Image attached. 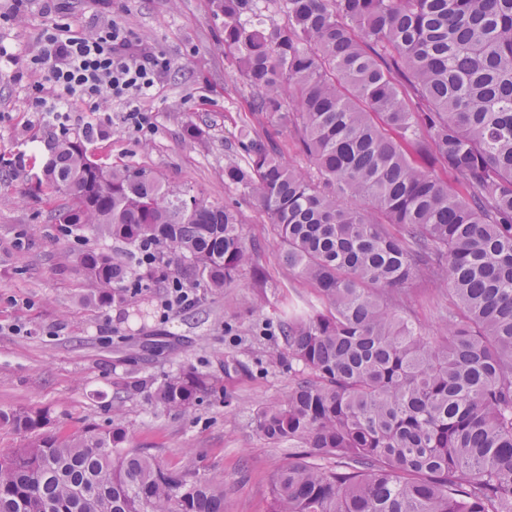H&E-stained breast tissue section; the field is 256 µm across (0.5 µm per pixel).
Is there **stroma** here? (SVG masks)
Segmentation results:
<instances>
[{
    "mask_svg": "<svg viewBox=\"0 0 512 512\" xmlns=\"http://www.w3.org/2000/svg\"><path fill=\"white\" fill-rule=\"evenodd\" d=\"M0 0V48L17 64L0 65V410L49 411L52 430L67 436L120 417L131 444L172 468L224 483V512H267L270 483L288 460L287 446L268 444L255 417L290 389L288 368L276 356L284 341L276 311L292 301L317 303L314 287L283 262L265 215L224 184V158L249 108L224 56V34L209 0ZM73 34L113 26L169 69L144 96L128 92L103 101L111 121L89 141L101 163L142 166L167 185L202 191L215 203H237L246 234L266 270L268 285L243 279L214 292L197 289L196 304L152 321L136 308L162 304L166 289L150 288L122 305L88 302L94 285L66 253L109 251L112 239L95 232L62 237L52 215L64 204L43 169L60 135L31 108L33 85L56 92L30 60L40 54L45 28ZM152 116L143 134L124 116L130 106ZM200 135L190 139L187 127ZM408 315L431 334L448 319V289L414 286ZM220 378L223 389L182 414L154 407L137 381L160 382L183 367Z\"/></svg>",
    "mask_w": 512,
    "mask_h": 512,
    "instance_id": "stroma-1",
    "label": "stroma"
}]
</instances>
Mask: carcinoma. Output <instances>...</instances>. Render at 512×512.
<instances>
[{
  "mask_svg": "<svg viewBox=\"0 0 512 512\" xmlns=\"http://www.w3.org/2000/svg\"><path fill=\"white\" fill-rule=\"evenodd\" d=\"M251 115L224 184L252 201L322 307L279 312L292 386L256 428L292 453L269 512H512V0H209ZM54 144L53 220L122 252L69 258L102 304L157 283L221 291L266 275L237 209ZM455 177L448 182L446 176ZM448 288L438 343L407 316ZM218 380L186 367L153 405L196 409ZM41 409L0 412V512H224V485L173 469L115 418L60 437Z\"/></svg>",
  "mask_w": 512,
  "mask_h": 512,
  "instance_id": "obj_1",
  "label": "carcinoma"
}]
</instances>
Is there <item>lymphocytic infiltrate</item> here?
Returning <instances> with one entry per match:
<instances>
[{
    "instance_id": "1",
    "label": "lymphocytic infiltrate",
    "mask_w": 512,
    "mask_h": 512,
    "mask_svg": "<svg viewBox=\"0 0 512 512\" xmlns=\"http://www.w3.org/2000/svg\"><path fill=\"white\" fill-rule=\"evenodd\" d=\"M34 63L46 69L58 94L49 101L40 87H33V109L39 118L63 130L77 102L94 104L129 89L148 94L156 72L164 67L158 58L146 55L110 28L90 36L65 35L59 28H49Z\"/></svg>"
}]
</instances>
